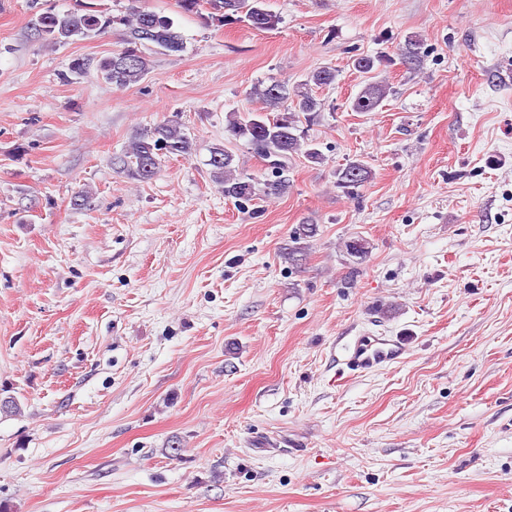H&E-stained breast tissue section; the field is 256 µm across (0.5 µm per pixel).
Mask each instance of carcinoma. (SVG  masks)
Here are the masks:
<instances>
[{
    "instance_id": "obj_1",
    "label": "carcinoma",
    "mask_w": 512,
    "mask_h": 512,
    "mask_svg": "<svg viewBox=\"0 0 512 512\" xmlns=\"http://www.w3.org/2000/svg\"><path fill=\"white\" fill-rule=\"evenodd\" d=\"M184 12H207L206 18L220 26L245 22L257 30H270L278 18L265 8V0H178ZM116 26L128 30V46L97 60L75 58L69 69L82 76L95 70L105 81L118 89L143 80L149 73V51L158 47L170 52L183 49V36L172 18L148 10H134L129 16H114L87 4L77 11L58 13L48 9L41 13L35 24L38 37L53 44L86 38ZM423 41L410 37L399 48L402 59L415 65L421 57ZM383 62L380 56L360 55L352 59V66L368 74ZM336 82V70L319 67L312 71L304 83L288 90L285 82H263L253 86L250 96L263 107L252 112H232L227 118V143L210 147L208 165L213 177L224 185V196L239 203L256 196L281 195L288 190L289 181L283 177L288 164L297 155L314 164L323 162L322 153L305 141L300 130L301 120L311 121L324 107L323 100L313 94L314 87H329ZM389 88L368 83L351 100L354 112L377 111ZM244 140L255 154L268 163L272 179L258 187L253 178L237 172L234 152L227 147L232 141ZM194 143L183 124L176 119H162L144 129L131 142L128 149L115 159V165L127 176L146 182L153 179L163 163L173 157H189ZM338 186L353 192L371 177L370 169L360 161H352L335 172ZM22 413V404L14 396L0 397V416L12 417Z\"/></svg>"
}]
</instances>
